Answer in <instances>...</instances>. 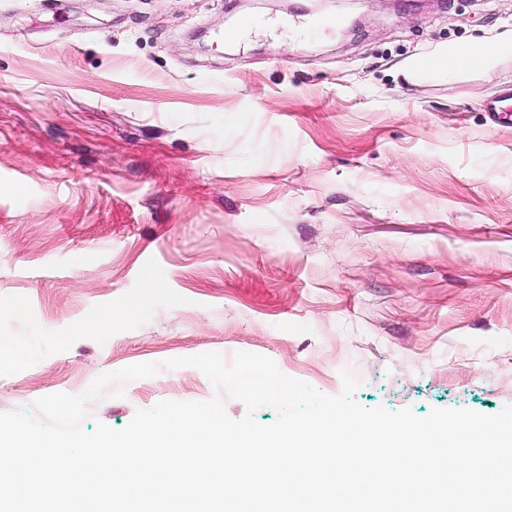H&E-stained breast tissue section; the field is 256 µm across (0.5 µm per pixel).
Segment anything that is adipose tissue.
<instances>
[{"label": "adipose tissue", "mask_w": 512, "mask_h": 512, "mask_svg": "<svg viewBox=\"0 0 512 512\" xmlns=\"http://www.w3.org/2000/svg\"><path fill=\"white\" fill-rule=\"evenodd\" d=\"M509 54H512V31L478 41L463 50L437 46L426 57L406 61L402 68L415 76L431 72L442 75L448 73V63L453 60L460 65L472 62L477 68L490 71L500 58Z\"/></svg>", "instance_id": "ef3b65f1"}]
</instances>
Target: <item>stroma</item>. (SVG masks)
Here are the masks:
<instances>
[{
  "label": "stroma",
  "instance_id": "35a3bbf8",
  "mask_svg": "<svg viewBox=\"0 0 512 512\" xmlns=\"http://www.w3.org/2000/svg\"><path fill=\"white\" fill-rule=\"evenodd\" d=\"M277 22L224 41L243 17ZM512 0H0V412L239 351L396 411L512 405V118L405 61ZM111 330H85L103 309ZM92 404L207 401L198 369Z\"/></svg>",
  "mask_w": 512,
  "mask_h": 512
}]
</instances>
